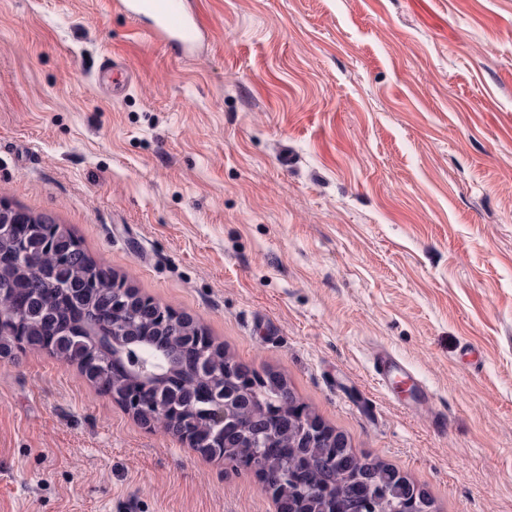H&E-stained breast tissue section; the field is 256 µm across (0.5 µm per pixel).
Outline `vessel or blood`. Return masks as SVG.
I'll list each match as a JSON object with an SVG mask.
<instances>
[{
    "label": "vessel or blood",
    "mask_w": 512,
    "mask_h": 512,
    "mask_svg": "<svg viewBox=\"0 0 512 512\" xmlns=\"http://www.w3.org/2000/svg\"><path fill=\"white\" fill-rule=\"evenodd\" d=\"M115 7L133 22H147L150 37L184 55L193 54L205 36V26L192 0H115ZM375 372L384 383L411 378L406 367L389 354L378 358Z\"/></svg>",
    "instance_id": "vessel-or-blood-1"
}]
</instances>
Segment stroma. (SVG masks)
<instances>
[{"label":"stroma","instance_id":"obj_1","mask_svg":"<svg viewBox=\"0 0 512 512\" xmlns=\"http://www.w3.org/2000/svg\"><path fill=\"white\" fill-rule=\"evenodd\" d=\"M195 2L187 58L110 0H0V199L437 512H512V0ZM382 346L421 392L377 380ZM275 508L76 366L0 357V512Z\"/></svg>","mask_w":512,"mask_h":512}]
</instances>
